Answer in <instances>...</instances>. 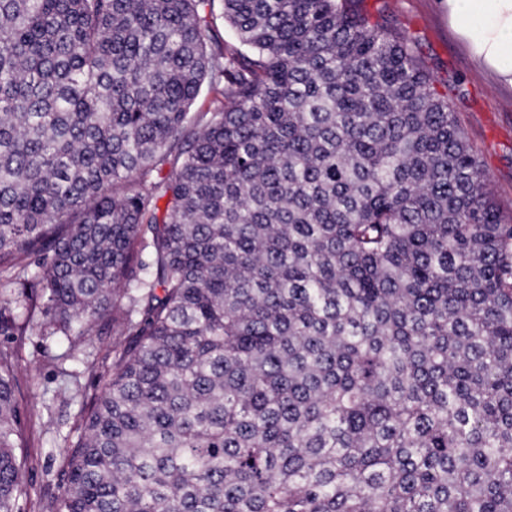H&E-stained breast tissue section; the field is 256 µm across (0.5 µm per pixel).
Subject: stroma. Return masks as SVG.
Segmentation results:
<instances>
[{"label":"stroma","mask_w":512,"mask_h":512,"mask_svg":"<svg viewBox=\"0 0 512 512\" xmlns=\"http://www.w3.org/2000/svg\"><path fill=\"white\" fill-rule=\"evenodd\" d=\"M391 22L415 43L439 92H446L453 78H463L464 94L455 101L459 122L478 153L490 190L512 212V93L474 71L448 27L442 0H395ZM42 323L37 314L24 335L0 336V350L15 348L22 356L17 381L28 445L17 454L29 494L20 503L21 512H55L65 487L61 447L76 425L77 397L100 391L83 363L59 364L68 344L43 335Z\"/></svg>","instance_id":"35a3bbf8"}]
</instances>
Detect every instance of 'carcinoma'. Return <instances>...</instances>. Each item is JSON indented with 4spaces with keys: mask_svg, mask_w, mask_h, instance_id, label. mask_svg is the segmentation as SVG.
<instances>
[{
    "mask_svg": "<svg viewBox=\"0 0 512 512\" xmlns=\"http://www.w3.org/2000/svg\"><path fill=\"white\" fill-rule=\"evenodd\" d=\"M213 2L0 0V335L112 336L58 512H512V215L448 95L390 0Z\"/></svg>",
    "mask_w": 512,
    "mask_h": 512,
    "instance_id": "cac0c4a2",
    "label": "carcinoma"
}]
</instances>
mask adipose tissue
<instances>
[{"label": "adipose tissue", "instance_id": "1", "mask_svg": "<svg viewBox=\"0 0 512 512\" xmlns=\"http://www.w3.org/2000/svg\"><path fill=\"white\" fill-rule=\"evenodd\" d=\"M473 68L512 91V0H444Z\"/></svg>", "mask_w": 512, "mask_h": 512}]
</instances>
